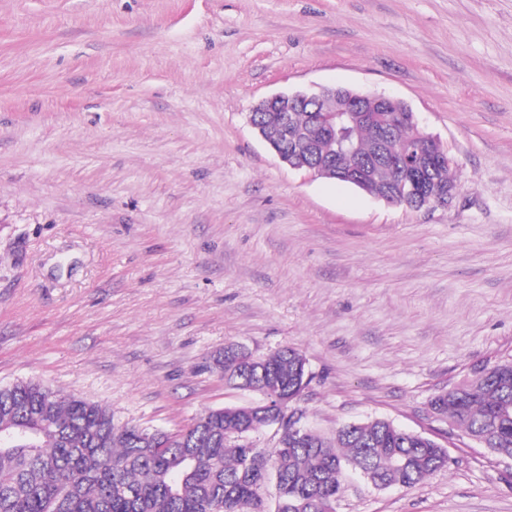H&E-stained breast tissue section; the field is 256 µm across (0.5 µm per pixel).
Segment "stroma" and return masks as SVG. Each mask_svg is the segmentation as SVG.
Masks as SVG:
<instances>
[{
    "label": "stroma",
    "instance_id": "stroma-1",
    "mask_svg": "<svg viewBox=\"0 0 512 512\" xmlns=\"http://www.w3.org/2000/svg\"><path fill=\"white\" fill-rule=\"evenodd\" d=\"M324 84L407 102L448 206L281 163L253 106ZM228 343L300 350L324 433L385 418L446 448L335 512H512V458L429 409L512 357V0H0V386L174 432L253 401L212 365Z\"/></svg>",
    "mask_w": 512,
    "mask_h": 512
}]
</instances>
